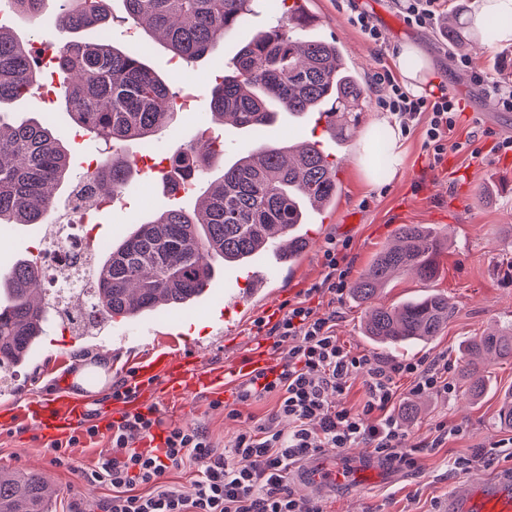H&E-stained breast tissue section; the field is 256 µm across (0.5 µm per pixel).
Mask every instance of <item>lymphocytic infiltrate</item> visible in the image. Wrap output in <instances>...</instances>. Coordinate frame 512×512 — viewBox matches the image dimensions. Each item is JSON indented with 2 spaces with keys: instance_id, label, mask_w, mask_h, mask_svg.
<instances>
[{
  "instance_id": "lymphocytic-infiltrate-1",
  "label": "lymphocytic infiltrate",
  "mask_w": 512,
  "mask_h": 512,
  "mask_svg": "<svg viewBox=\"0 0 512 512\" xmlns=\"http://www.w3.org/2000/svg\"><path fill=\"white\" fill-rule=\"evenodd\" d=\"M372 86H387L383 111L396 116L402 134L423 126L422 147L433 164H441L449 135L465 107L447 87L415 95L390 70L375 72ZM349 241L329 239L323 252L327 273L315 292L343 294L351 274ZM257 335L271 339L274 364L254 371L224 404V415L239 420L241 404L274 398L273 409L250 417L228 447L215 445L200 427H164L155 407L129 411L108 427L112 453L98 462L91 478L111 486L104 500L73 499L68 512H297L289 483L294 465L326 450L358 444L372 448L380 460L413 467L398 407L397 381L410 380L409 392L445 396L453 387L445 358L390 361L355 352L336 335L335 312H322L300 301L275 324L258 320ZM361 382L360 409L336 407L331 394ZM372 425H365L366 416ZM164 429L161 447L135 449L134 436ZM194 469L189 487L170 483L176 470Z\"/></svg>"
}]
</instances>
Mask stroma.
<instances>
[{
	"mask_svg": "<svg viewBox=\"0 0 512 512\" xmlns=\"http://www.w3.org/2000/svg\"><path fill=\"white\" fill-rule=\"evenodd\" d=\"M60 0H46L36 19L12 17L9 24L22 41H49L56 44L72 39V32L56 22ZM308 8L317 16V35L336 40L348 62L355 67L366 85L365 109L360 113L352 139L336 146L324 128L311 117L297 118L278 113L276 120L260 130L247 131L232 126L221 127L228 145V157L266 141L282 139L296 143L320 141L336 163L339 195L335 208L308 225L309 247L301 258L284 268L273 281V291L281 304L308 301L321 311H335L336 334L348 348L374 356H385V349L373 344L363 331L365 308L344 292L341 298L313 293V286L325 274L323 250L328 237L350 239L349 260L353 274L365 270L375 255L390 242L403 224H426L447 235L448 247L440 257L441 274L434 282H423L412 276L395 278L382 290L380 300L386 305H401L439 292L451 299L455 311L439 336L394 353L397 361L422 356H446L451 366L454 390L449 397L425 392L412 400L413 416L404 418L402 428L407 444L414 448L416 464L411 468L390 467L379 463L372 449L358 446L338 455H318L317 463L341 466L361 459L372 463L376 479L363 486L331 487L321 493L310 491L299 479L291 487L299 503L319 498L328 512H448L449 499L468 489L466 476H449L448 463L467 457L476 447L491 446L512 436V427L501 423L499 413L505 396L512 393V360L493 363L489 368L486 390L479 399L464 393L456 366L465 340L512 322V152L498 153L497 141L512 136V112L494 108L481 87L471 78L472 69L485 71L492 79L512 82V40L492 41L481 49L457 48L449 43L442 26L420 29L408 26L393 7L392 0H309ZM370 14L382 30L385 43L374 48L347 16L351 9ZM280 15L257 0L248 22L226 33L204 57L180 64L159 41L148 40L124 18L121 0H109L108 27L114 45L137 49L148 47L149 63L161 74L179 75L174 91L184 83L208 88L224 64L255 32L275 26ZM413 44L428 57L430 71L421 82L423 89L444 84L451 94L466 104L452 134L464 143V150L445 154L438 166H430L422 148L423 132L402 136V168L395 176L380 173L366 180L357 161V150L363 132L382 111L377 105V92L369 87L373 73L380 66L396 68V53L403 45ZM469 59L471 67L460 64ZM9 121L21 122L50 118L57 131L76 150L75 166L86 165L100 156V142L87 138L77 127L61 102L39 108L35 101L17 99L4 106ZM213 124L208 102L179 113L173 130L159 135L155 145L168 154L180 140L210 134ZM126 206L108 208V220L95 232L99 243L94 257L104 255L105 246L121 237L131 224L156 211L172 206L190 208L192 194H172L163 182L145 185L143 179L132 180L125 192ZM43 224H10L5 235L6 246H0V272L9 270L21 259L33 256L45 239ZM233 281L240 293H248L246 269L217 268L211 288L193 304L171 312L150 314L158 328L154 346L134 343L115 344L123 321L109 323L93 333L74 331L60 316L50 315L45 334L27 362L0 372V469L15 472H37L45 476L54 491L52 512H67L72 498L99 501L111 494L110 487L88 481L87 474L98 461L111 454L107 434H100L77 448L54 450L43 445L35 428L22 425L4 426L12 405L25 403L32 397L65 390L72 385L76 371L84 366L104 368L106 382L96 395L97 401L110 399L114 387L121 385L128 372L150 351H182L189 347L201 353L206 368L228 366L239 353L251 348L267 349L264 337L254 335L256 319L261 318L259 303L246 301L231 318L238 337L229 342L211 331V310L224 301V283ZM208 395L186 401L177 397L159 404V415L165 425L206 427L211 439L225 444L241 429V422L225 419L223 408L211 405ZM462 426L461 434L450 437L444 447L429 451L423 444L431 439L439 422Z\"/></svg>",
	"mask_w": 512,
	"mask_h": 512,
	"instance_id": "obj_1",
	"label": "stroma"
}]
</instances>
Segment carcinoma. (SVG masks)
<instances>
[{
    "mask_svg": "<svg viewBox=\"0 0 512 512\" xmlns=\"http://www.w3.org/2000/svg\"><path fill=\"white\" fill-rule=\"evenodd\" d=\"M9 2L13 14L35 19L45 0ZM253 2L123 0V7L134 27L150 30L189 63L240 26ZM282 2L281 24L255 33L211 86L212 117L251 130L273 123L277 110L298 117L316 112L344 141L350 138L348 116L361 110V77L336 41L309 34L314 18L306 0ZM107 21V0H64L57 22L78 38L61 44L55 69L59 99L74 122L112 145L98 191L115 196L140 175L124 145L152 142L172 125L179 108L168 79L143 53L113 45ZM86 30L96 36L79 37ZM41 77V60L31 44L0 22V105L33 97ZM222 156V144L182 143L169 154L167 178L191 185L205 179ZM70 176L71 149L50 125L10 123L0 112V224L46 223L56 208L53 191ZM338 192L336 166L316 141L262 143L241 153L220 178L207 182L194 208L163 209L112 242L91 271L98 314L108 322L184 307L209 288L215 265L248 266L273 236H288L289 264H294L308 246L304 225L314 212L333 208ZM396 238L397 244L382 248L352 286L354 298L368 308L365 335L391 350L439 335L455 310L440 294L395 307L376 302L394 272L423 281L440 273L445 242L429 227L402 224ZM4 283L11 301L0 305V368H11L25 362L39 343L51 302L33 297V286L47 278L31 259L17 261ZM485 356L512 359V324L465 344L459 372L473 398L486 386ZM0 512H52L41 476L0 471Z\"/></svg>",
    "mask_w": 512,
    "mask_h": 512,
    "instance_id": "1",
    "label": "carcinoma"
}]
</instances>
